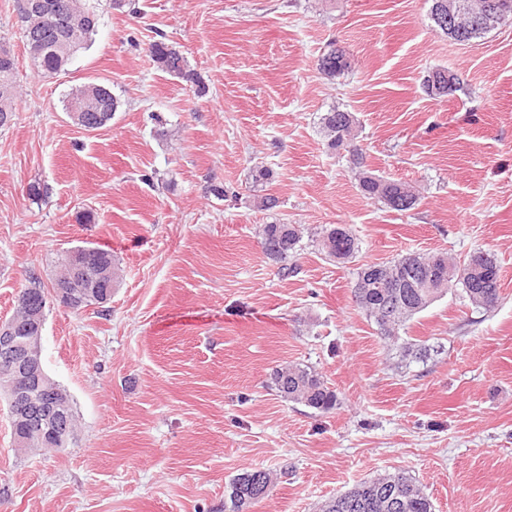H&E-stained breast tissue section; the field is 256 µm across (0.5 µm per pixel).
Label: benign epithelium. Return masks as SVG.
I'll return each mask as SVG.
<instances>
[{"label": "benign epithelium", "mask_w": 512, "mask_h": 512, "mask_svg": "<svg viewBox=\"0 0 512 512\" xmlns=\"http://www.w3.org/2000/svg\"><path fill=\"white\" fill-rule=\"evenodd\" d=\"M474 20L482 27L500 23L491 2L476 12ZM60 24L81 30L89 26V21L82 14L66 8L55 15L54 25ZM108 278L109 267L83 257L72 277L55 280L41 305L31 309L26 320V330L31 337L19 335L20 324L11 319L0 322V391L10 403L16 447L26 448L30 439L36 437L60 450L73 439L74 431L69 420H60L67 416L69 395L52 381L43 366L40 338L46 320L44 308L53 299L66 308L73 307L80 298L100 301L102 284Z\"/></svg>", "instance_id": "obj_1"}]
</instances>
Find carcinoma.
Returning a JSON list of instances; mask_svg holds the SVG:
<instances>
[{"label":"carcinoma","instance_id":"1","mask_svg":"<svg viewBox=\"0 0 512 512\" xmlns=\"http://www.w3.org/2000/svg\"><path fill=\"white\" fill-rule=\"evenodd\" d=\"M430 19L434 26L448 38L461 45H468L487 34V29L474 25L468 13L477 9L483 0H431ZM21 30L39 29L44 33L37 41H24L26 52L33 65L48 75L68 71L72 57L60 59L54 48L64 32L49 25L46 15L21 17ZM144 51L161 69L173 76L189 78L187 60L177 49L164 40H152ZM0 127L10 121L15 99V56L11 49L0 43ZM347 68V61L331 48L317 60V69L324 78L331 80ZM460 82L448 86V69L436 68L424 75V92L444 98L457 90ZM356 118L353 113L334 106L319 117V128L327 139V147L344 151L354 168L358 169V183L363 195L386 208L404 212L418 204L419 196L413 186L405 181L391 179L364 170L363 149L355 134ZM305 233L302 224H263L258 231L259 242L267 258L280 264L279 274L286 277L295 272L296 266L288 260L296 257ZM318 251L330 259L346 262L358 251V244L347 228L325 224L311 236ZM461 285L470 303L477 309L490 311L500 299V270L496 259L486 252H475L459 263L446 252H406L382 263L363 264L358 268L355 302L366 317L376 326L377 333L385 338L398 336L407 322L427 309L433 302L448 293V289ZM271 380L280 396L288 401L301 403L318 412H328L336 407L337 395L327 387L319 375L307 366H277ZM259 479L266 490H271V474L251 470L234 478L224 512H248L258 501L244 476ZM322 512H434L431 499L423 493L415 479L407 472L397 471L365 480L335 498L325 502Z\"/></svg>","mask_w":512,"mask_h":512}]
</instances>
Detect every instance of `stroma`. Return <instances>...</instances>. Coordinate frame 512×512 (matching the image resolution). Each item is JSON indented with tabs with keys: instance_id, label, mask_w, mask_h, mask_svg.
I'll list each match as a JSON object with an SVG mask.
<instances>
[{
	"instance_id": "obj_1",
	"label": "stroma",
	"mask_w": 512,
	"mask_h": 512,
	"mask_svg": "<svg viewBox=\"0 0 512 512\" xmlns=\"http://www.w3.org/2000/svg\"><path fill=\"white\" fill-rule=\"evenodd\" d=\"M91 45L67 73L31 65L16 0L0 38L18 59L15 112L0 128V321L37 276L51 287L77 247L111 251L121 279L104 304L51 302L48 374L78 419L67 448L26 454L0 398V512H224L237 475L271 472L250 512H319L380 474L408 472L435 512H512V25L459 45L434 28L431 0H92ZM162 33L192 79L143 47ZM348 68L316 69L330 47ZM445 67L442 99L420 83ZM96 81L119 100L88 132L64 110ZM354 113L374 173L415 184L397 212L366 199L318 118ZM271 169L255 184L252 170ZM46 186L40 199L30 185ZM224 185L230 195L211 193ZM279 203L257 209L254 195ZM340 224L359 251L325 259L310 241L281 278L256 231ZM492 254V311L449 290L381 338L352 299L358 267L408 251L457 261ZM427 361L400 364L403 343ZM313 368L335 391L318 413L280 396V364Z\"/></svg>"
}]
</instances>
